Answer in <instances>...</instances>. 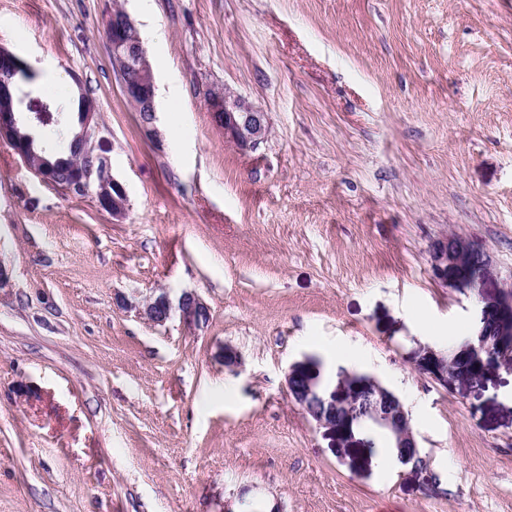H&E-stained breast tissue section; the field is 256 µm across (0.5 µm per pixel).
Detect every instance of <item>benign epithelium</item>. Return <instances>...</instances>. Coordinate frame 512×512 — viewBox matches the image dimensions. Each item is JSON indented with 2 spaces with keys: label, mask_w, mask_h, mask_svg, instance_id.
Masks as SVG:
<instances>
[{
  "label": "benign epithelium",
  "mask_w": 512,
  "mask_h": 512,
  "mask_svg": "<svg viewBox=\"0 0 512 512\" xmlns=\"http://www.w3.org/2000/svg\"><path fill=\"white\" fill-rule=\"evenodd\" d=\"M104 36L112 49V66L125 97L134 104L155 107V76L147 50L125 10H114L109 14ZM26 70L25 61L0 47V73L7 74V78L0 80V142L9 144L43 181L94 198L98 207L114 219L126 217L129 211L126 189L107 161L94 151L93 143L99 132L95 101L87 96L80 97L79 129L75 131V138L82 143L83 151L53 161L40 156L21 129L29 121L46 119L49 108L32 109L29 115H23L21 98L11 76ZM207 102L216 124L224 130L225 140L243 150L255 149L265 141L269 130L267 115L247 98L225 88H213L208 90ZM429 254L432 277L461 291L472 287V263H477L481 272L490 263L488 253L456 235L436 240ZM178 309L189 323L198 324L208 318L207 306L193 294H183ZM172 311L168 295L162 293L147 303L143 314L151 322L163 324L171 318ZM478 316L492 319L493 327L489 331L482 328L476 333L478 347L488 351L487 358L475 364L476 369L484 373L512 366V289H504L494 298L481 299ZM459 357L458 353L446 355L423 345L414 357V368L445 389L459 380L470 389L476 388L453 367ZM286 383L290 398L319 428L344 443L347 453L367 447L359 430L353 428L354 417L360 415L389 433L396 447L401 449V463L420 467L417 462L420 451L408 413L399 397L375 377L361 373L332 386L323 379L318 359L306 356L288 366Z\"/></svg>",
  "instance_id": "7a95c632"
}]
</instances>
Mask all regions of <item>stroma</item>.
<instances>
[{"mask_svg": "<svg viewBox=\"0 0 512 512\" xmlns=\"http://www.w3.org/2000/svg\"><path fill=\"white\" fill-rule=\"evenodd\" d=\"M117 3L149 130L103 37ZM0 46L54 115L39 146L96 100L130 200L112 219L0 143V512H512V369L470 391L412 363L476 329L433 240L491 255L485 294L512 286V0H0ZM216 86L266 113L257 149L225 142ZM163 290L208 321H149ZM341 349L400 397L424 469L341 455L289 397V364L333 382ZM104 36L112 49V66L123 94L133 104L142 103L152 108V112L142 119L146 125L152 124L155 117V76L138 29L124 9L112 10L109 14ZM133 44L138 46L135 55L122 52L123 46ZM178 309L185 321L198 324L208 318L207 306L193 294L185 293L179 299Z\"/></svg>", "mask_w": 512, "mask_h": 512, "instance_id": "35a3bbf8", "label": "stroma"}]
</instances>
